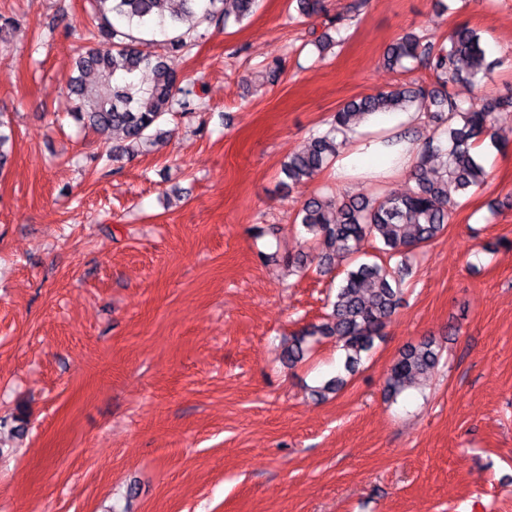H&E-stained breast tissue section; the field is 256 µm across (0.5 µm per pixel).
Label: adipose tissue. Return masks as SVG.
I'll use <instances>...</instances> for the list:
<instances>
[{
    "label": "adipose tissue",
    "mask_w": 512,
    "mask_h": 512,
    "mask_svg": "<svg viewBox=\"0 0 512 512\" xmlns=\"http://www.w3.org/2000/svg\"><path fill=\"white\" fill-rule=\"evenodd\" d=\"M396 122L391 114H378L371 124L356 128L353 143L337 158L334 174L337 180L365 178L371 174L403 176L412 171L417 149L409 142L383 146L379 133L392 132Z\"/></svg>",
    "instance_id": "obj_1"
}]
</instances>
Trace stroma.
Returning <instances> with one entry per match:
<instances>
[{
  "label": "stroma",
  "mask_w": 512,
  "mask_h": 512,
  "mask_svg": "<svg viewBox=\"0 0 512 512\" xmlns=\"http://www.w3.org/2000/svg\"><path fill=\"white\" fill-rule=\"evenodd\" d=\"M350 2L298 19L259 0L205 30L175 64L203 79L206 109L116 170L93 157L121 134L67 113L89 0H0L16 19L0 44V512H512V143L478 148L485 183L417 251L341 391L311 394L344 372L335 339L280 360L334 283L259 252L303 251L294 219L312 194L412 185L324 172L288 190V154L352 99L433 83L385 63L409 31L440 41L468 23L495 67L449 92L512 97V0H368L352 21ZM322 35L337 43L323 57ZM428 337L442 357L425 388L386 400L400 351Z\"/></svg>",
  "instance_id": "1"
}]
</instances>
